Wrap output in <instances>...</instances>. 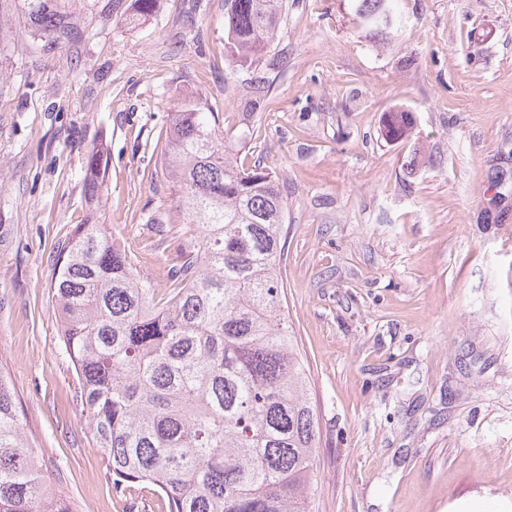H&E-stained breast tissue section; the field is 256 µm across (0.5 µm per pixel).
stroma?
<instances>
[{"label":"stroma","mask_w":512,"mask_h":512,"mask_svg":"<svg viewBox=\"0 0 512 512\" xmlns=\"http://www.w3.org/2000/svg\"><path fill=\"white\" fill-rule=\"evenodd\" d=\"M286 3L238 69L224 0H159L136 27L112 0H66V45L0 0V372L38 465L76 512H159L112 485L50 286L89 219L84 155L102 139L100 221L168 287L181 240L160 152L174 105L200 95L286 202L285 306L318 419L311 512H512V0H401L384 42L350 0ZM396 107L414 117L402 142L380 133Z\"/></svg>","instance_id":"35a3bbf8"}]
</instances>
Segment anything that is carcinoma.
Returning <instances> with one entry per match:
<instances>
[{
	"mask_svg": "<svg viewBox=\"0 0 512 512\" xmlns=\"http://www.w3.org/2000/svg\"><path fill=\"white\" fill-rule=\"evenodd\" d=\"M225 50L250 65L274 41L283 0H226ZM157 0H114L129 21ZM377 41L395 27L398 0H351ZM37 36L78 34L60 0H24ZM413 129L386 112L388 141ZM162 173L175 195L181 264L163 295L116 247L96 206L103 150L86 155L90 214L56 251L52 299L78 379L88 427L113 487L151 491L162 512H310L318 449L310 375L284 314L286 204L272 173L224 148L219 113L197 97L176 105ZM37 449L0 374V512H72L36 467Z\"/></svg>",
	"mask_w": 512,
	"mask_h": 512,
	"instance_id": "obj_1",
	"label": "carcinoma"
}]
</instances>
